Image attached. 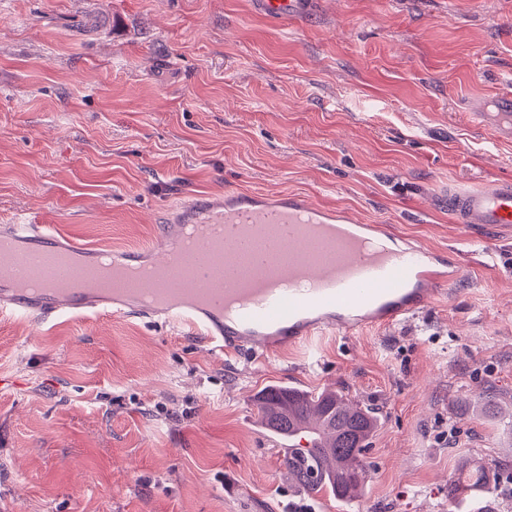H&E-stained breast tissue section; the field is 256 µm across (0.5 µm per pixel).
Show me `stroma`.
Segmentation results:
<instances>
[{"instance_id":"1","label":"stroma","mask_w":512,"mask_h":512,"mask_svg":"<svg viewBox=\"0 0 512 512\" xmlns=\"http://www.w3.org/2000/svg\"><path fill=\"white\" fill-rule=\"evenodd\" d=\"M512 95V0H0V225L88 248L156 243L183 198L301 194L458 255L447 301L356 336L226 353L164 322L0 313V512H471L489 462L512 512V236L483 243L448 188L512 179L471 123ZM375 408L362 496L295 489L256 394ZM493 393L498 409H481ZM263 11L279 20L288 21L303 14L306 0H261Z\"/></svg>"}]
</instances>
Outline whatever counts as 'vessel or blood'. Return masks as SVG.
I'll return each instance as SVG.
<instances>
[{
  "label": "vessel or blood",
  "mask_w": 512,
  "mask_h": 512,
  "mask_svg": "<svg viewBox=\"0 0 512 512\" xmlns=\"http://www.w3.org/2000/svg\"><path fill=\"white\" fill-rule=\"evenodd\" d=\"M263 11L280 20L303 14V0H262ZM502 111L475 112L472 120L490 125L497 135L512 136V98ZM448 212L475 236L512 233V180H494L478 188H449ZM210 225L214 237L235 235L239 225L269 231L284 260L275 269L287 286L270 287L263 272L236 274L227 259L224 302L209 301V289L197 300L156 307L106 292H73L17 287L15 278L0 276V312L42 325L61 314H136L187 328L222 351L243 348L269 353L332 332L352 335L371 325H390L426 306L445 300L458 281L459 263L421 242L399 237L381 224H358L349 216L296 195L279 197L232 190L222 198L196 195L178 205L163 231L169 242L176 226ZM0 238L13 242L16 268H25L34 253L65 250L95 259V252L58 242L46 226L26 220L7 225ZM153 248L112 252L120 266H146Z\"/></svg>",
  "instance_id": "1"
}]
</instances>
